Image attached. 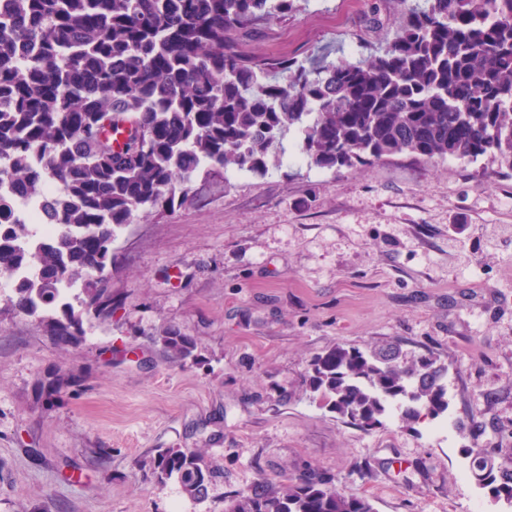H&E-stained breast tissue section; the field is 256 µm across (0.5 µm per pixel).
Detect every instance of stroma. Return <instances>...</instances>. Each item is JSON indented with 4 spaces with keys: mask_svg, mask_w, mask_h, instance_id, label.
Returning <instances> with one entry per match:
<instances>
[{
    "mask_svg": "<svg viewBox=\"0 0 512 512\" xmlns=\"http://www.w3.org/2000/svg\"><path fill=\"white\" fill-rule=\"evenodd\" d=\"M402 16L394 0H302L240 38L268 57L355 61ZM497 168L283 158L122 228L115 309L83 317L70 354L39 316L0 323V512H225L259 477L309 464L375 512H512L478 466L512 467V177ZM168 324L197 339V361L166 358ZM386 342L445 361L447 433L430 418L362 431L310 392L312 360ZM49 372L75 382L47 402ZM158 448L208 449L224 476L195 502L156 481Z\"/></svg>",
    "mask_w": 512,
    "mask_h": 512,
    "instance_id": "obj_1",
    "label": "stroma"
}]
</instances>
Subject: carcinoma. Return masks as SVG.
<instances>
[{
  "label": "carcinoma",
  "instance_id": "cac0c4a2",
  "mask_svg": "<svg viewBox=\"0 0 512 512\" xmlns=\"http://www.w3.org/2000/svg\"><path fill=\"white\" fill-rule=\"evenodd\" d=\"M296 2L0 0V183L14 199L40 198L49 184L62 194L51 208L57 233L41 241L32 225L8 223L0 196V272L34 268L0 321L39 313L61 349L75 345L81 314H112V290L89 272L112 265L117 231L195 201L213 174L265 170L291 129L311 168L490 155L512 172V0H396L408 4L399 32L357 62L305 65L241 49V30ZM119 123L132 131L115 150L104 132ZM155 341L175 363L198 345L173 324ZM447 372L433 353L398 344L338 346L313 361L309 387L368 429L391 409L406 424L447 413ZM71 383L51 377L40 396ZM149 465L195 501L222 477L205 448H158ZM484 480L512 500V469ZM228 512L375 509L310 466L261 477Z\"/></svg>",
  "mask_w": 512,
  "mask_h": 512
}]
</instances>
